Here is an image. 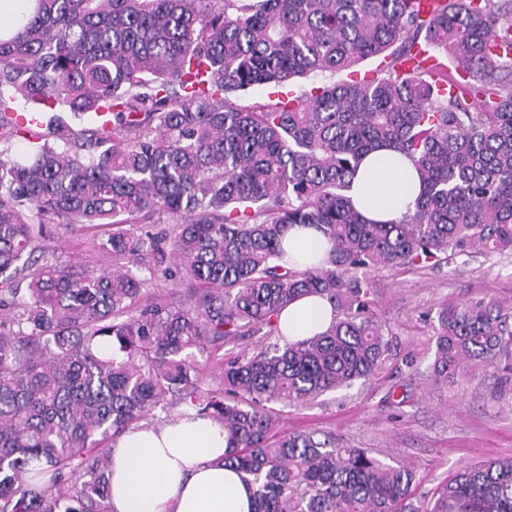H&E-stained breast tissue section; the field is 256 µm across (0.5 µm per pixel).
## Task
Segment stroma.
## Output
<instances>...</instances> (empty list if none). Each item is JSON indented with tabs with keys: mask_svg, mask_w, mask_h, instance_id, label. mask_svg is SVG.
Here are the masks:
<instances>
[{
	"mask_svg": "<svg viewBox=\"0 0 512 512\" xmlns=\"http://www.w3.org/2000/svg\"><path fill=\"white\" fill-rule=\"evenodd\" d=\"M367 59L336 74L294 79L283 85L232 93L238 105L267 102L330 81H351L371 73ZM377 312L391 330L398 356H413L420 373L386 371L379 383L329 392L310 404L284 408V428L318 430L337 443L371 449L393 465L417 474L416 494L433 491L465 465L512 457V407L490 399V382L478 376L452 388L429 386L422 375L433 360L436 312L441 304L484 295L512 303V257L460 256L434 269L381 268L370 271ZM256 338L194 353L203 389L220 391L226 355L251 353Z\"/></svg>",
	"mask_w": 512,
	"mask_h": 512,
	"instance_id": "35a3bbf8",
	"label": "stroma"
}]
</instances>
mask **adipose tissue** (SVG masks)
I'll list each match as a JSON object with an SVG mask.
<instances>
[{
	"instance_id": "ef3b65f1",
	"label": "adipose tissue",
	"mask_w": 512,
	"mask_h": 512,
	"mask_svg": "<svg viewBox=\"0 0 512 512\" xmlns=\"http://www.w3.org/2000/svg\"><path fill=\"white\" fill-rule=\"evenodd\" d=\"M417 170L404 155L370 154L351 181L356 210L371 221L400 222L420 193ZM332 307L303 297L284 309L279 327L293 341L325 331ZM223 427L186 409L164 425L125 430L110 448L109 512H253L250 487L224 465Z\"/></svg>"
}]
</instances>
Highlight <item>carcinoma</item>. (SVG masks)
I'll list each match as a JSON object with an SVG mask.
<instances>
[{
  "instance_id": "obj_1",
  "label": "carcinoma",
  "mask_w": 512,
  "mask_h": 512,
  "mask_svg": "<svg viewBox=\"0 0 512 512\" xmlns=\"http://www.w3.org/2000/svg\"><path fill=\"white\" fill-rule=\"evenodd\" d=\"M28 0L0 29V143L28 104L112 113V132L60 124L0 150V512H108L105 443L169 394L224 426V466L252 478L254 512H512V457L466 466L420 501L416 475L367 448L290 433L271 403L302 405L394 360L368 271L512 255V0ZM442 50L465 69L450 75ZM429 68L400 70L418 53ZM379 60L370 78L241 106L227 94ZM422 190L397 224L347 196L378 149ZM164 215L168 233L134 224ZM104 227L110 267L78 271L44 242ZM328 257L288 265L294 225ZM148 272L140 278L132 269ZM162 279L184 298L148 296ZM333 306L328 330L288 342L297 299ZM428 381L480 373L512 401V306L437 311ZM270 338L224 360L222 396L188 351Z\"/></svg>"
}]
</instances>
